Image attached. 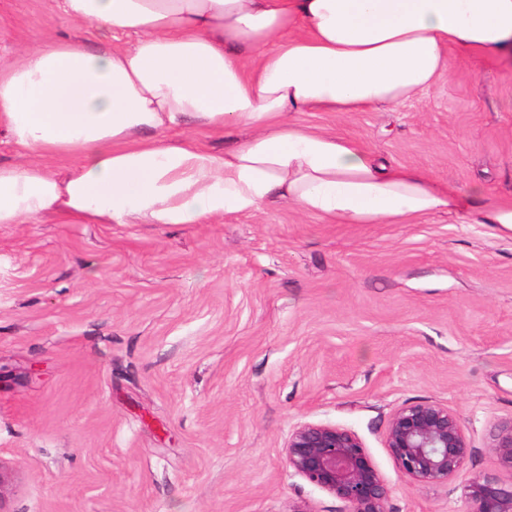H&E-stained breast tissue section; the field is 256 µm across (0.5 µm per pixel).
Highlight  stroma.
Listing matches in <instances>:
<instances>
[{
    "label": "stroma",
    "mask_w": 512,
    "mask_h": 512,
    "mask_svg": "<svg viewBox=\"0 0 512 512\" xmlns=\"http://www.w3.org/2000/svg\"><path fill=\"white\" fill-rule=\"evenodd\" d=\"M60 0H0V64L94 40ZM395 110L297 112L463 192L512 199V73L451 54ZM456 414L446 485L401 475L404 403ZM512 421V235L437 212L331 224L280 203L217 224H0V512H346L295 475L302 423L358 435L387 512H465Z\"/></svg>",
    "instance_id": "35a3bbf8"
}]
</instances>
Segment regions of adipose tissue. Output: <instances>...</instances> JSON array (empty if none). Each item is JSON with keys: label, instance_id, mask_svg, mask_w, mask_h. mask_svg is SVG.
<instances>
[{"label": "adipose tissue", "instance_id": "obj_1", "mask_svg": "<svg viewBox=\"0 0 512 512\" xmlns=\"http://www.w3.org/2000/svg\"><path fill=\"white\" fill-rule=\"evenodd\" d=\"M93 41L48 39L0 67V224H203L288 203L336 224H406L479 208L512 234V201L375 162L291 112L396 108L450 53L512 71V0H61ZM117 32L135 34L112 47ZM247 130L221 153L160 132ZM75 158L63 172L46 158Z\"/></svg>", "mask_w": 512, "mask_h": 512}]
</instances>
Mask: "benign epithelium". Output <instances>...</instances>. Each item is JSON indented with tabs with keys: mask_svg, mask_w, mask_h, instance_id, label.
Masks as SVG:
<instances>
[{
	"mask_svg": "<svg viewBox=\"0 0 512 512\" xmlns=\"http://www.w3.org/2000/svg\"><path fill=\"white\" fill-rule=\"evenodd\" d=\"M385 445L398 471L421 484L446 485L472 454L457 416L433 401L408 402L391 416ZM491 465L468 479L462 497L468 512H512V423L492 434ZM288 468L347 506L346 512H386L389 487L361 439L323 423L295 427L285 448Z\"/></svg>",
	"mask_w": 512,
	"mask_h": 512,
	"instance_id": "1",
	"label": "benign epithelium"
}]
</instances>
